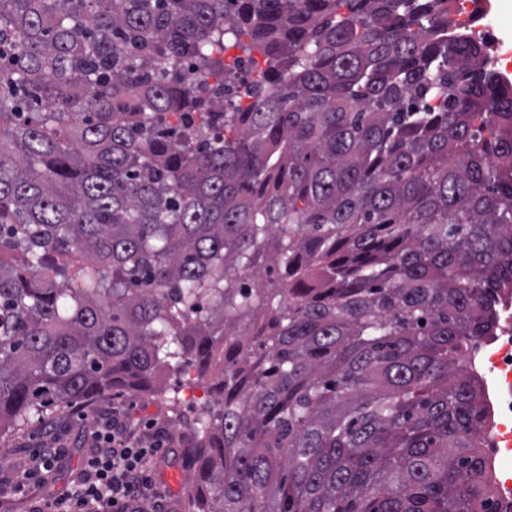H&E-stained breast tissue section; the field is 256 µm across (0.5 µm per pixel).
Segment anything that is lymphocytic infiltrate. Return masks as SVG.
Returning <instances> with one entry per match:
<instances>
[{
    "label": "lymphocytic infiltrate",
    "instance_id": "1",
    "mask_svg": "<svg viewBox=\"0 0 512 512\" xmlns=\"http://www.w3.org/2000/svg\"><path fill=\"white\" fill-rule=\"evenodd\" d=\"M95 442L75 487L67 493L42 497L33 512H162L153 462L161 443L148 444L127 432L124 410L98 420Z\"/></svg>",
    "mask_w": 512,
    "mask_h": 512
}]
</instances>
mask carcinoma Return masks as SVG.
<instances>
[{
    "label": "carcinoma",
    "instance_id": "1",
    "mask_svg": "<svg viewBox=\"0 0 512 512\" xmlns=\"http://www.w3.org/2000/svg\"><path fill=\"white\" fill-rule=\"evenodd\" d=\"M455 6L0 0V436L194 367L187 512H503L512 83ZM497 306L500 320L495 336L479 341L472 353L475 374L485 388L490 415L489 449L494 469L497 459L502 461L512 456V295L508 292L504 297L499 296ZM495 476L500 502L502 496L512 501V484L507 485L510 479L503 484L496 475V469Z\"/></svg>",
    "mask_w": 512,
    "mask_h": 512
}]
</instances>
